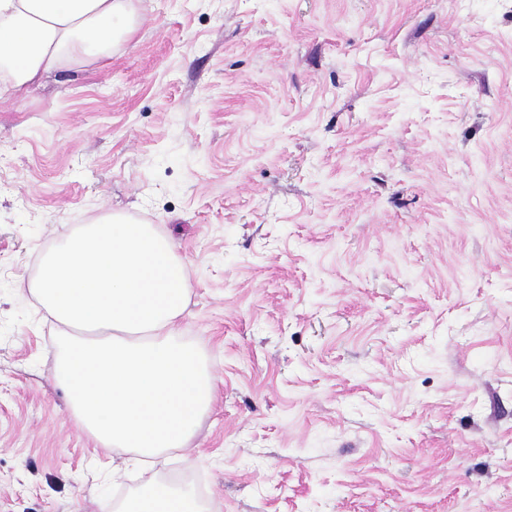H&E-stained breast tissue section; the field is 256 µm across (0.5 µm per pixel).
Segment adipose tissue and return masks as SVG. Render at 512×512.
Wrapping results in <instances>:
<instances>
[{"mask_svg":"<svg viewBox=\"0 0 512 512\" xmlns=\"http://www.w3.org/2000/svg\"><path fill=\"white\" fill-rule=\"evenodd\" d=\"M133 0H0V99L117 49ZM32 291L59 327L54 380L97 454L131 448L162 465L187 447L214 393L178 331L190 301L175 242L121 215L86 224L46 252ZM124 512H204L196 495L149 482Z\"/></svg>","mask_w":512,"mask_h":512,"instance_id":"obj_1","label":"adipose tissue"}]
</instances>
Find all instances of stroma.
Segmentation results:
<instances>
[{"label":"stroma","mask_w":512,"mask_h":512,"mask_svg":"<svg viewBox=\"0 0 512 512\" xmlns=\"http://www.w3.org/2000/svg\"><path fill=\"white\" fill-rule=\"evenodd\" d=\"M134 4L0 101V512H512V0ZM115 214L175 240L217 392L105 474L31 283ZM125 512H204L193 492L153 480L125 507Z\"/></svg>","instance_id":"35a3bbf8"}]
</instances>
